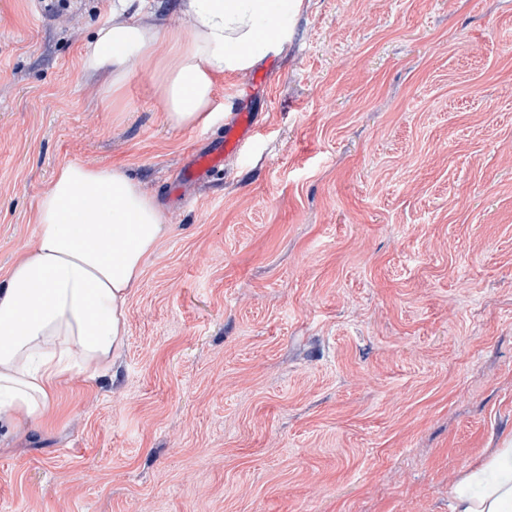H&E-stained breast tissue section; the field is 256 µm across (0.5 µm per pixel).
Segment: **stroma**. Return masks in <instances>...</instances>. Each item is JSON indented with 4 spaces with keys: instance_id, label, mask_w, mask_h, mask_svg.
<instances>
[{
    "instance_id": "obj_1",
    "label": "stroma",
    "mask_w": 512,
    "mask_h": 512,
    "mask_svg": "<svg viewBox=\"0 0 512 512\" xmlns=\"http://www.w3.org/2000/svg\"><path fill=\"white\" fill-rule=\"evenodd\" d=\"M106 0H0V282L62 163L169 236L111 377L0 429V512H450L512 437V0H303L283 52L165 120L80 53ZM257 134L185 182L235 113Z\"/></svg>"
}]
</instances>
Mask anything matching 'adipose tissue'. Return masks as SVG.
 <instances>
[{
	"label": "adipose tissue",
	"mask_w": 512,
	"mask_h": 512,
	"mask_svg": "<svg viewBox=\"0 0 512 512\" xmlns=\"http://www.w3.org/2000/svg\"><path fill=\"white\" fill-rule=\"evenodd\" d=\"M133 0L80 56L120 88L132 68L164 57L161 98L171 127L210 123L218 78L247 76L279 54L301 0H180L185 26L161 29ZM36 241L0 283V426L45 418L62 377H106L126 342L128 297L166 238L156 199L115 167L61 164L37 206ZM451 512H512V439L492 448L448 491Z\"/></svg>",
	"instance_id": "ef3b65f1"
}]
</instances>
